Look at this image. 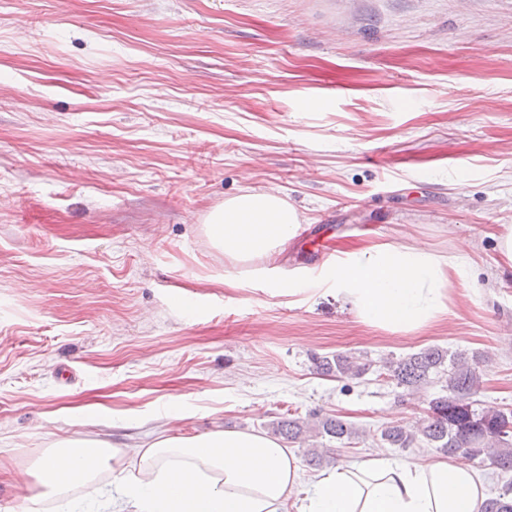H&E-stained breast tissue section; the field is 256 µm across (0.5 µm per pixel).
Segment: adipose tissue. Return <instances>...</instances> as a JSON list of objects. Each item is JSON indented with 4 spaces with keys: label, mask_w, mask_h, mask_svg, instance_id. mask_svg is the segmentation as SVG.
Segmentation results:
<instances>
[{
    "label": "adipose tissue",
    "mask_w": 512,
    "mask_h": 512,
    "mask_svg": "<svg viewBox=\"0 0 512 512\" xmlns=\"http://www.w3.org/2000/svg\"><path fill=\"white\" fill-rule=\"evenodd\" d=\"M299 227L297 210L274 193L240 194L214 208L205 233L238 263L270 265ZM465 259L419 247L383 244L344 252L327 276L364 323L393 332L417 329L444 314L466 274ZM136 471L127 474V462ZM112 474V506L132 512H480L483 477L463 458L372 459L306 480L297 457L256 431L158 435L136 453L107 444L66 445L40 461L38 495L25 512L65 491Z\"/></svg>",
    "instance_id": "1"
}]
</instances>
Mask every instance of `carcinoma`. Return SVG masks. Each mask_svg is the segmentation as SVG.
Here are the masks:
<instances>
[{"instance_id": "1", "label": "carcinoma", "mask_w": 512, "mask_h": 512, "mask_svg": "<svg viewBox=\"0 0 512 512\" xmlns=\"http://www.w3.org/2000/svg\"><path fill=\"white\" fill-rule=\"evenodd\" d=\"M317 371L338 378H359L371 365L354 357L337 353L313 358ZM448 366V392L428 402V414L419 432L413 433L402 425H390L381 432L383 442L392 448H409L422 440L448 455L462 454L487 462L503 473H512V410H482L473 395L480 383V356L475 352L444 350L429 347L382 364L383 374L397 385L414 392L429 382L434 374ZM315 432L328 442L343 446L358 438L357 430L346 420L325 417L314 423L299 419L277 422L274 432L291 441L304 442L307 433ZM483 512H512V480L506 481L496 495L485 502Z\"/></svg>"}]
</instances>
